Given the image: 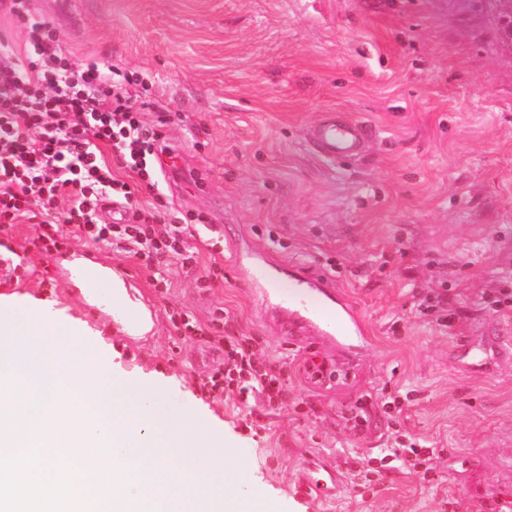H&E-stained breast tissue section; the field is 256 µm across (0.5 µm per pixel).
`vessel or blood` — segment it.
<instances>
[{
	"label": "vessel or blood",
	"mask_w": 512,
	"mask_h": 512,
	"mask_svg": "<svg viewBox=\"0 0 512 512\" xmlns=\"http://www.w3.org/2000/svg\"><path fill=\"white\" fill-rule=\"evenodd\" d=\"M364 125L344 119L329 117L314 130V137L322 155L329 158L358 153L364 144ZM66 277L81 280L84 284L82 301L86 306L107 316H126L132 335L149 328L154 320L150 313H132L129 306L120 304L112 295L118 287L128 286L124 272L111 261L98 256H85L84 260L65 266ZM295 286L285 303L288 313L296 315L303 330L313 332L325 344L342 350L363 345L367 341V328L360 312L337 289L324 280L295 272ZM337 475L326 470L319 477L304 474L296 485L297 493L305 496L330 494V486Z\"/></svg>",
	"instance_id": "1"
}]
</instances>
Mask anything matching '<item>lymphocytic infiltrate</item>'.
Masks as SVG:
<instances>
[{"label": "lymphocytic infiltrate", "mask_w": 512, "mask_h": 512, "mask_svg": "<svg viewBox=\"0 0 512 512\" xmlns=\"http://www.w3.org/2000/svg\"><path fill=\"white\" fill-rule=\"evenodd\" d=\"M0 17L20 30L23 46L0 41V235L1 249L20 224L37 225L33 247L53 257L70 237L125 251L145 264L164 255L189 261L198 252L195 239H206L202 222L168 224L156 213L136 209L127 182L115 179L105 157L114 152L125 168L157 186L164 180L163 156L169 151L161 134L149 128L146 107L123 80L107 76L99 63L75 64L64 53L53 23L35 15L29 0H0ZM119 205L131 209L123 224L103 221L102 212ZM72 227L64 236L60 224ZM169 319L184 336L205 337L222 351L221 363L200 380L210 397H235L247 404L264 398L280 402L286 381L282 371L262 367L250 337L211 333L187 313ZM437 449L418 448L413 438L387 449L379 466L363 464L357 472L363 492L378 495L383 471L391 463L432 472Z\"/></svg>", "instance_id": "obj_1"}]
</instances>
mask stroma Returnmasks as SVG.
<instances>
[{
	"label": "stroma",
	"instance_id": "obj_1",
	"mask_svg": "<svg viewBox=\"0 0 512 512\" xmlns=\"http://www.w3.org/2000/svg\"><path fill=\"white\" fill-rule=\"evenodd\" d=\"M29 6L74 59L133 73V94L153 105L147 124L168 116L172 161L194 179L140 188L136 201L170 220L202 216L214 238L199 243L195 266L170 261L166 289L136 258L101 247L156 306L144 341L113 331L35 254L31 274L0 294L87 324L113 371L235 449L262 490L258 512L512 502V311L476 299L512 272V28L494 0H71L64 17L49 0ZM331 111L369 127L362 153L318 151L311 132ZM215 260L224 278L204 287ZM297 268L362 309L371 337L359 355L279 326ZM46 276L56 289L41 287ZM428 287L455 312L452 327L417 314ZM175 307L204 325L226 310L230 330L257 337L262 362L288 376L283 406L205 395L210 348L177 335ZM400 392L398 416L386 400ZM362 404L368 421L350 429ZM246 417L263 425L261 439L243 430ZM402 427L441 449L434 472L393 469L381 495L361 494L354 457L376 455ZM314 461L340 478L328 497L294 491Z\"/></svg>",
	"mask_w": 512,
	"mask_h": 512
}]
</instances>
